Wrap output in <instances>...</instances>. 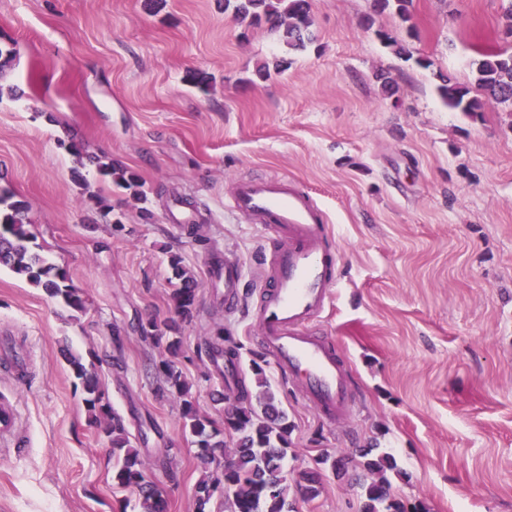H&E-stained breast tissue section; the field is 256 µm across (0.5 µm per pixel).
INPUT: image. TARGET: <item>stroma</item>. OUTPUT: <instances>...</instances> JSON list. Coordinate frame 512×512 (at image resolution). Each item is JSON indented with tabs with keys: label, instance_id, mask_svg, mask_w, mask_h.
Here are the masks:
<instances>
[{
	"label": "stroma",
	"instance_id": "35a3bbf8",
	"mask_svg": "<svg viewBox=\"0 0 512 512\" xmlns=\"http://www.w3.org/2000/svg\"><path fill=\"white\" fill-rule=\"evenodd\" d=\"M309 3L313 39L291 49L268 25L242 28L224 0H0V45L16 51L0 70V187L28 203L37 244L88 297L76 311L0 269V339L27 367L19 379L0 359V395L20 413L19 444L0 442V512H138L136 492L112 484L110 439L65 346L95 362L167 512H196L198 481L222 467L200 464L160 372L165 351L138 332L150 318L167 332L174 255L199 283L179 332L196 407L224 417L213 344L224 331L240 347L237 377L253 386L259 362L294 426L297 512H360L358 452L370 446L395 459L405 503L512 512V106L487 99L473 118L440 94L512 45V0H412L406 23L373 0ZM100 157L134 171L146 200L102 177ZM274 176L315 197L340 255L334 302L315 323L356 385L340 425L297 397L258 339L267 235L231 195L238 180ZM179 199L200 236L173 222ZM212 254L243 268L233 305L212 284ZM326 455L341 469L317 466Z\"/></svg>",
	"mask_w": 512,
	"mask_h": 512
}]
</instances>
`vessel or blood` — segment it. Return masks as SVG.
<instances>
[{
    "instance_id": "1",
    "label": "vessel or blood",
    "mask_w": 512,
    "mask_h": 512,
    "mask_svg": "<svg viewBox=\"0 0 512 512\" xmlns=\"http://www.w3.org/2000/svg\"><path fill=\"white\" fill-rule=\"evenodd\" d=\"M234 211L273 234L269 286L255 314L259 340L275 369L299 384L303 402L335 425L349 415L352 386L345 361L333 342L310 329L333 303L339 258L327 246L329 227L316 200L285 178L241 180L231 199ZM212 275L224 277V300L237 296L239 263L213 262ZM15 402L0 398V437L15 435Z\"/></svg>"
}]
</instances>
